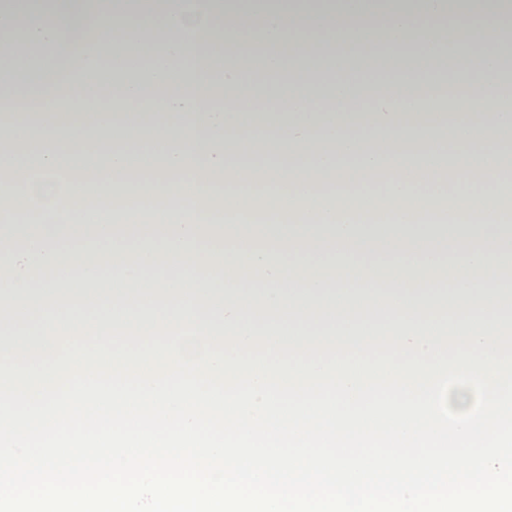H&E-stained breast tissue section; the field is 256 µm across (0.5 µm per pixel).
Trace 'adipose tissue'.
Here are the masks:
<instances>
[{"instance_id": "adipose-tissue-1", "label": "adipose tissue", "mask_w": 512, "mask_h": 512, "mask_svg": "<svg viewBox=\"0 0 512 512\" xmlns=\"http://www.w3.org/2000/svg\"><path fill=\"white\" fill-rule=\"evenodd\" d=\"M448 0H418L399 12L382 0L361 8L263 11L261 67L242 39L240 13L223 0H200L187 12L182 0H163L157 11L119 20L112 0H98L94 22L80 20L75 0H55L37 20L24 12L0 15V88L21 73L43 70L38 92L1 107L0 168L18 171L0 181V211L14 212L17 197L40 207V221L20 225L11 246L0 249V298L30 301L28 322L84 321L86 302L124 316L150 306L161 316L341 319L442 318L453 311L500 318V296L512 284V230L481 225L512 210V182L503 177L512 145V80L505 77L502 46L512 41L506 0H473L463 22L447 23ZM326 31L321 41L298 43L294 31ZM137 43L154 37L166 54L197 64L200 49L221 56L219 71L200 70L186 90L147 104L145 84H164L169 69L138 74L126 57L104 64L106 35ZM43 54L33 57L31 47ZM415 54L426 73L448 74L462 86L447 95L441 85L390 73L391 61ZM67 57L79 77V94L60 102V73L51 61ZM110 69L109 91L91 74ZM273 90L284 112L257 107ZM360 96L367 111L343 107ZM143 119L161 150L150 180L122 190L138 164L127 123ZM31 144L28 154L18 145ZM97 160L93 182L72 150ZM478 172L487 185L441 203L427 189L446 169ZM227 175L230 190L219 188ZM386 181L377 199L376 224L361 207L362 186ZM198 188L180 204L184 180ZM288 198L294 223L269 232L259 213L274 214ZM115 199L132 210L128 224L113 223L108 209L87 199ZM175 199L171 210L161 209ZM223 215L210 224L206 215ZM147 223H140V216ZM247 249H239V242ZM179 267L176 279H148L151 270ZM126 282L109 288L107 270ZM255 272L262 286L245 293L233 281ZM447 281L450 306L428 294Z\"/></svg>"}]
</instances>
